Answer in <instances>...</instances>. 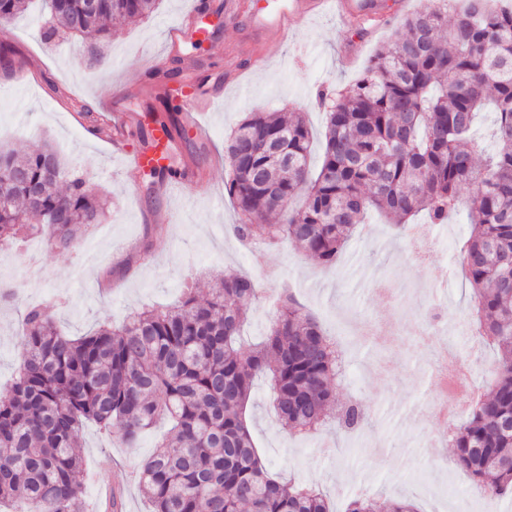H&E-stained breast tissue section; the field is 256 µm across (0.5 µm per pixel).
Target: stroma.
I'll list each match as a JSON object with an SVG mask.
<instances>
[{"mask_svg": "<svg viewBox=\"0 0 512 512\" xmlns=\"http://www.w3.org/2000/svg\"><path fill=\"white\" fill-rule=\"evenodd\" d=\"M212 24L199 49L186 41L170 45L167 31H190V0H160L151 18L119 23L97 50L76 38L47 42L40 5L0 25L16 63L30 72L19 81L0 68V144L23 152L45 140L80 164V171L107 202L105 223L93 225L73 246L54 248L49 236H29L0 249V390L12 382L22 354L21 311L54 300L51 317L64 334L81 336L102 324L120 325L135 311L178 303L186 281L206 294L218 279L257 276L264 295L248 314L246 345L264 336L275 319L269 295L290 286L304 310L344 351L346 374L335 384L337 403L359 402L374 419L372 429L337 431L328 424L296 435L282 428L269 402L267 379L254 383L246 419L257 447L277 473L327 495L333 512H345L350 495L367 493L379 503L406 497L418 512H512V502L490 497L452 463L445 438L453 420L436 418L442 393L417 332L441 314V333L470 372L474 387L491 378L495 350L468 317L472 289L458 261L471 231L465 216L431 227L429 262L410 254L412 227L379 215L346 245L337 267L324 268L292 248L247 244L234 233L238 215L224 190L228 167L224 142L249 113H304L311 128L313 158L325 146L326 124L319 104L323 84L355 80L374 51L390 41L404 17L397 0H384L381 22L366 33L344 25L333 11L312 14L292 29L259 31L251 13L276 10L277 0H244L233 20L224 0H206ZM177 69L175 77L166 72ZM203 83L213 101L205 114L209 135L182 134L170 158L174 169L192 171L185 185L168 178L128 174L129 155L142 146L132 131L123 149L112 145L102 110L121 102L154 125L165 98H180L183 69ZM98 97L100 110L86 97ZM169 424L158 420L137 447L87 424L79 435L86 471L123 485L127 512H152L137 484L119 472L137 470L152 454ZM447 458L429 466L428 452Z\"/></svg>", "mask_w": 512, "mask_h": 512, "instance_id": "stroma-1", "label": "stroma"}]
</instances>
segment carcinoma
I'll return each instance as SVG.
<instances>
[{
  "label": "carcinoma",
  "instance_id": "obj_1",
  "mask_svg": "<svg viewBox=\"0 0 512 512\" xmlns=\"http://www.w3.org/2000/svg\"><path fill=\"white\" fill-rule=\"evenodd\" d=\"M158 0H44L55 24L44 32L79 36L91 48L110 37L114 17H149ZM29 0H0V21ZM326 114L321 167L310 174L311 134L303 115L253 112L224 145V189L242 241L295 244L325 266L376 210L396 224L419 212L445 224L465 202L471 232L460 248L474 295V324L497 350L491 391L448 433L453 461L494 496L512 500V7L494 0H427L376 50L354 82L320 94ZM495 114L487 149L480 112ZM300 196L302 205L289 209ZM102 199L75 165L48 143L18 154L0 147V248L48 227L67 249L102 223ZM271 214L281 222L269 224ZM259 299L246 275L221 280L200 301L192 289L165 309L83 336L61 334L52 304L26 307L23 356L0 394V503L26 512H85L77 448L93 421L134 445L160 415L172 428L142 465L139 484L153 512H330L325 496L273 477L246 421L254 380L296 432L331 419L339 351L318 321L284 290L262 342L245 354L240 330ZM358 402L336 413V429H361Z\"/></svg>",
  "mask_w": 512,
  "mask_h": 512
}]
</instances>
